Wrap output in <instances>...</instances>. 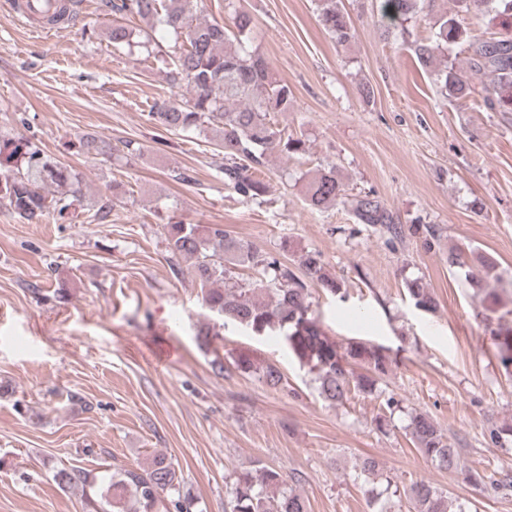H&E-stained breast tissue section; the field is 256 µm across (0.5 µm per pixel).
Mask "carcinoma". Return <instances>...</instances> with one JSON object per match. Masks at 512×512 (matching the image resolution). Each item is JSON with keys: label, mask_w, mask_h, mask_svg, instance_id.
<instances>
[{"label": "carcinoma", "mask_w": 512, "mask_h": 512, "mask_svg": "<svg viewBox=\"0 0 512 512\" xmlns=\"http://www.w3.org/2000/svg\"><path fill=\"white\" fill-rule=\"evenodd\" d=\"M438 0H382V15L401 35L412 36L409 24L422 22L429 35L411 42L419 62L431 69L434 84L446 98H465L475 92L473 80L485 78L484 105L493 112H512V34L469 41L448 10L436 9ZM457 6L477 14L494 12L512 18V0H455ZM232 25L200 19L202 0H112L110 40L116 50L148 48L147 30L133 41L125 17H139L152 28L160 24L174 32L176 42L168 55L166 76L173 86H187L191 96L179 101L154 103L148 121L172 133L210 129L224 151V183L249 201H261L269 186L255 175L267 152L274 149L291 157L306 152L304 134H290L275 119L277 112L293 108L294 95L268 64L250 50L244 38L254 28L252 14L228 2ZM319 20L324 29L345 45L356 29L342 0H318ZM469 43V66L450 63L439 68L438 56L448 45ZM79 178L71 169L28 143L0 145V201L20 220L37 223L50 213L63 220L72 216ZM306 200L314 209L348 206L362 224L381 225L399 236L393 217L372 194L350 196L336 175V168H322L306 184ZM164 242L173 273L181 272L180 260H192V272L200 286L202 301L224 322L250 328L265 336H278L288 351L313 375L319 397L329 405L346 402L351 394L372 395L378 380L394 363L384 348L351 341L340 345L310 313L309 286H319L333 295L342 284L327 273L321 255H303L300 273L278 257L232 236L222 224L163 225ZM246 266L255 276L241 280L234 267ZM413 306L432 312L437 301L420 281L408 283ZM500 363L512 374V328L493 336ZM366 366L358 373L357 365ZM231 366L254 374L266 387H286L277 366L246 353L232 356ZM410 435L415 447L436 467L458 468L459 449L425 413L411 416ZM62 487L97 486V478L74 466L57 474ZM100 498L112 512H194V499L183 491V479L174 463L157 454L145 467L112 471ZM408 498L414 512H448V496L429 482L416 481ZM224 512H309L308 500L288 483L281 470L256 464L234 473L226 485Z\"/></svg>", "instance_id": "cac0c4a2"}]
</instances>
